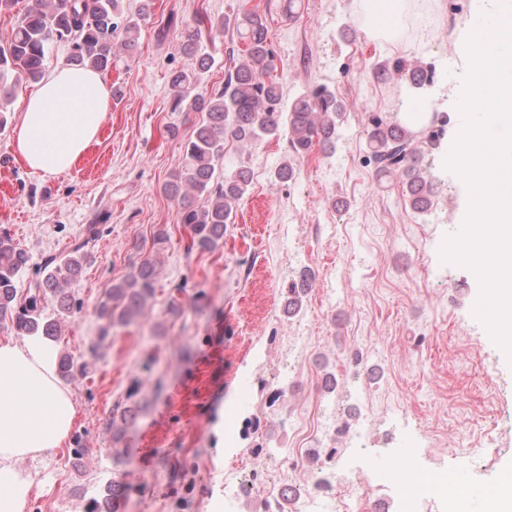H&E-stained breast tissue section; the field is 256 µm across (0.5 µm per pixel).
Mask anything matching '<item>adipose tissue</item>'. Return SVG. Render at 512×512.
<instances>
[{"mask_svg":"<svg viewBox=\"0 0 512 512\" xmlns=\"http://www.w3.org/2000/svg\"><path fill=\"white\" fill-rule=\"evenodd\" d=\"M110 111V83L99 71L58 67L21 99L13 152L33 174L72 168L97 142ZM54 348L0 340V512H28L35 481L27 460L62 447L76 418L55 374Z\"/></svg>","mask_w":512,"mask_h":512,"instance_id":"1","label":"adipose tissue"}]
</instances>
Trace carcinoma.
Segmentation results:
<instances>
[{"instance_id":"obj_1","label":"carcinoma","mask_w":512,"mask_h":512,"mask_svg":"<svg viewBox=\"0 0 512 512\" xmlns=\"http://www.w3.org/2000/svg\"><path fill=\"white\" fill-rule=\"evenodd\" d=\"M150 2L142 0L139 13L125 12L123 0H29L9 42L0 44V130L8 124L7 112L19 81L39 82L44 74L46 54L55 46L69 48L67 64L105 70L121 53L135 47L137 35L150 15ZM237 32L243 41L241 60L228 70L224 86L207 91L199 71L214 59L203 56L199 69L176 70L169 75L175 92L173 110L198 112L199 121L183 145L184 168L164 192L177 199L179 220L188 229L190 252H212L224 239V225L233 220V208L248 193L251 179L246 169L218 175L228 140L247 147L269 137L286 136L295 158L306 155L313 144L333 146L345 112L333 92L316 87L282 105L279 79L274 75L272 50L267 43L263 16L247 9L237 16ZM214 38L224 34V21L197 14L194 24L180 35L181 51L194 55L203 34ZM432 68L402 57L387 60L375 71L379 82L393 78L419 90L430 85L424 73ZM369 163L379 177L394 175L404 181L413 208L424 212L430 206L433 187L418 166L419 146L400 123L374 116L367 131ZM203 199L195 204L190 197ZM100 235L99 226L89 224L83 238L60 257L45 260L40 279L19 290L18 278L29 263L27 253L10 234L0 229V321L9 320L18 336L59 342L63 315L70 312L68 286L82 274L89 262L88 245ZM157 298V265L145 258L133 266L122 280L106 286L98 307L104 321L101 337L130 325ZM56 302L57 317L46 313V305ZM136 418L131 407L112 409L114 439L123 437V426ZM124 482L112 479L89 499L86 512H118L125 496Z\"/></svg>"}]
</instances>
